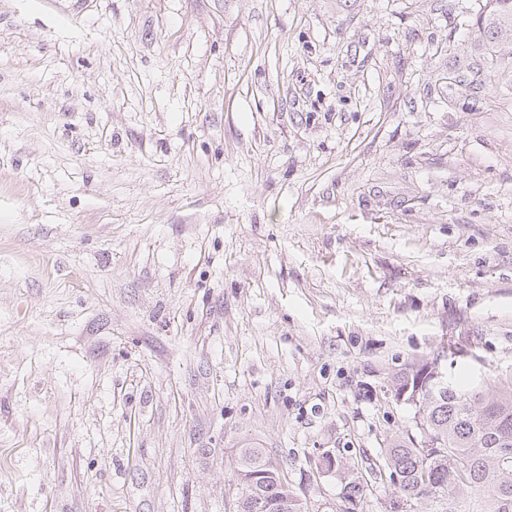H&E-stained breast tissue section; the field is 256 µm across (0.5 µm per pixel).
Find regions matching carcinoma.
Wrapping results in <instances>:
<instances>
[{
	"label": "carcinoma",
	"mask_w": 512,
	"mask_h": 512,
	"mask_svg": "<svg viewBox=\"0 0 512 512\" xmlns=\"http://www.w3.org/2000/svg\"><path fill=\"white\" fill-rule=\"evenodd\" d=\"M483 35L489 43L512 42V0H490ZM414 365L390 379V386H411L415 393ZM469 404L452 397L420 393L424 415L413 416L415 433L392 438L382 450V463L366 469L367 477L353 476L342 487V501L356 507L365 498L368 483L396 475L393 512H415L418 502L428 501L432 512H512V455L502 456V440L512 442V384L492 394L466 392ZM443 442V448H419L414 439L422 430ZM269 460L262 448H241L235 458L234 481L240 485V512H251L257 498L276 501L284 512H308L277 469L255 482L242 474L265 471Z\"/></svg>",
	"instance_id": "carcinoma-1"
}]
</instances>
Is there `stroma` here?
I'll return each instance as SVG.
<instances>
[{
    "label": "stroma",
    "mask_w": 512,
    "mask_h": 512,
    "mask_svg": "<svg viewBox=\"0 0 512 512\" xmlns=\"http://www.w3.org/2000/svg\"><path fill=\"white\" fill-rule=\"evenodd\" d=\"M485 2L0 0V512H237L247 444L340 512L395 372L512 378Z\"/></svg>",
    "instance_id": "stroma-1"
}]
</instances>
